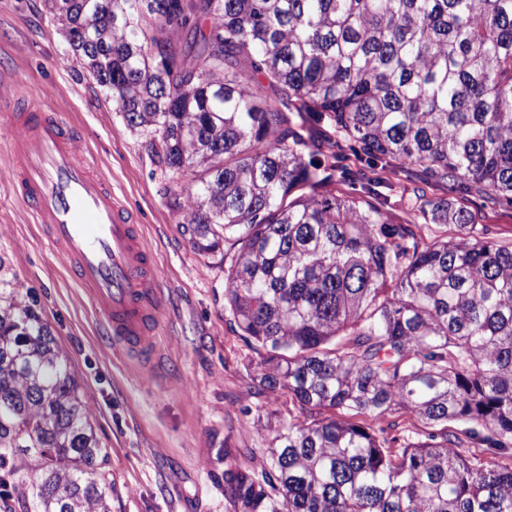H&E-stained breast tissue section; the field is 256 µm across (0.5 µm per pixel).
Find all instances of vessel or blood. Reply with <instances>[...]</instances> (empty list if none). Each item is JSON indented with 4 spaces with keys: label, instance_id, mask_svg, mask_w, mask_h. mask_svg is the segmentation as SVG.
Wrapping results in <instances>:
<instances>
[{
    "label": "vessel or blood",
    "instance_id": "vessel-or-blood-1",
    "mask_svg": "<svg viewBox=\"0 0 512 512\" xmlns=\"http://www.w3.org/2000/svg\"><path fill=\"white\" fill-rule=\"evenodd\" d=\"M11 130L14 194L102 316L101 331L129 358L151 362L162 281L135 213L80 151L82 131L36 103L0 99Z\"/></svg>",
    "mask_w": 512,
    "mask_h": 512
}]
</instances>
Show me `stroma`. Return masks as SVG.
Wrapping results in <instances>:
<instances>
[{"label": "stroma", "instance_id": "35a3bbf8", "mask_svg": "<svg viewBox=\"0 0 512 512\" xmlns=\"http://www.w3.org/2000/svg\"><path fill=\"white\" fill-rule=\"evenodd\" d=\"M29 98L80 126L112 188L138 216L161 274L154 386L140 363L99 334L101 316L72 280L40 225L10 186V132L0 115V260L10 287L47 323L66 355L106 450L112 512H231L224 470L260 467L269 432L299 414L287 394H257L255 353L224 309V267L197 254L169 203L175 182L157 166L150 134L127 128L110 92L74 57L44 0H0V96ZM377 198L394 221L420 224L426 239L454 226L414 210L415 178L375 169ZM428 198L468 208L475 224L512 245V206L492 205L470 189L437 187Z\"/></svg>", "mask_w": 512, "mask_h": 512}]
</instances>
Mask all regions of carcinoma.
<instances>
[{
    "instance_id": "carcinoma-1",
    "label": "carcinoma",
    "mask_w": 512,
    "mask_h": 512,
    "mask_svg": "<svg viewBox=\"0 0 512 512\" xmlns=\"http://www.w3.org/2000/svg\"><path fill=\"white\" fill-rule=\"evenodd\" d=\"M45 2L186 178L174 206L228 264L255 389L298 403L261 468L224 470L233 512H512V466L460 437L512 448V247L449 200L427 206L457 235L426 242L305 161L323 123L427 186L512 205V0ZM398 413L429 432L390 446L376 421ZM105 458L47 324L0 288V474L33 462L27 512H111ZM482 448H485V446L480 441L464 438L461 450L469 456L481 458L484 461L492 458L498 464L512 465V450L506 453L493 454L491 452H483Z\"/></svg>"
}]
</instances>
